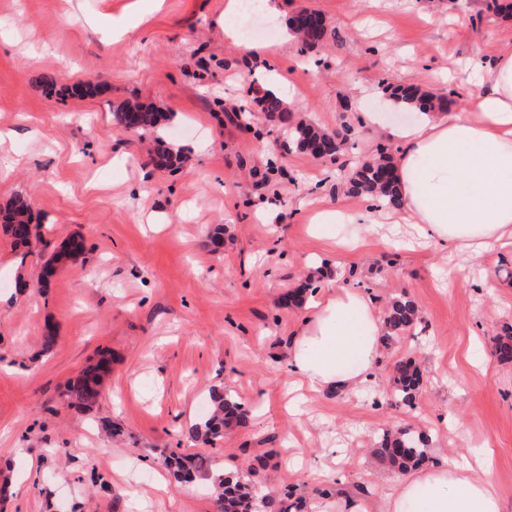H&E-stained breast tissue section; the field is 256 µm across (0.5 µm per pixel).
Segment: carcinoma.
Returning a JSON list of instances; mask_svg holds the SVG:
<instances>
[{"instance_id":"obj_1","label":"carcinoma","mask_w":512,"mask_h":512,"mask_svg":"<svg viewBox=\"0 0 512 512\" xmlns=\"http://www.w3.org/2000/svg\"><path fill=\"white\" fill-rule=\"evenodd\" d=\"M307 10H301L288 20V29L295 34L302 45L313 49L324 45L333 30L328 26L314 27L307 22ZM391 96L409 103L418 112H433L442 106V99L421 87L408 84L391 88ZM258 111L274 116L288 128L292 143L302 152L309 148L323 155L334 157L343 146L346 136L340 131L328 132L312 123L297 121L287 104L276 94L265 91L255 97ZM115 124L128 131L142 134L162 128L170 121L164 112L149 109L138 102L124 101L112 112ZM156 162L161 167H171L179 162L180 155L172 153L158 141L155 150ZM389 159L382 155L377 160H361L356 163L354 175L349 179L350 191L367 199H382L394 207L399 203L395 177L390 172ZM0 226L11 237L14 244L27 247L38 237V225L32 223L31 204L24 196L14 197L0 213ZM418 321L417 306L410 297L401 295L393 298L384 313L386 338L394 340L408 334ZM494 353L503 361H512V336H500L494 341ZM108 371V362L102 358L88 365L82 373L65 385L63 396L69 404L85 411L95 404L100 395L103 376ZM420 384V374L408 362H397L392 367V397L410 402ZM210 409L195 419L186 428L188 437L199 446H213L224 439L227 430L248 423L249 409L239 398L230 392L217 388L209 393ZM428 438L414 434L407 428L397 434L383 438L376 453L387 459L402 471H407L427 458ZM165 464L174 470L177 479L190 481L199 473L211 475V481L218 492V512H289L283 499L271 493L259 494L250 481L213 467L203 456L184 454L175 450L164 455Z\"/></svg>"}]
</instances>
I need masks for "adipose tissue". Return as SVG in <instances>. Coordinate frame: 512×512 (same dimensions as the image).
I'll return each mask as SVG.
<instances>
[{
	"mask_svg": "<svg viewBox=\"0 0 512 512\" xmlns=\"http://www.w3.org/2000/svg\"><path fill=\"white\" fill-rule=\"evenodd\" d=\"M478 92L463 112H428L390 129L401 146L394 175L399 208L387 219L410 224L441 256L481 260L512 246V43L493 61L472 63ZM384 325L355 289L316 305L288 353V373L311 393H359L381 362ZM338 512H511L487 468L447 458L410 471L367 506L338 497Z\"/></svg>",
	"mask_w": 512,
	"mask_h": 512,
	"instance_id": "1",
	"label": "adipose tissue"
}]
</instances>
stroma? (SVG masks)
<instances>
[{
  "label": "stroma",
  "mask_w": 512,
  "mask_h": 512,
  "mask_svg": "<svg viewBox=\"0 0 512 512\" xmlns=\"http://www.w3.org/2000/svg\"><path fill=\"white\" fill-rule=\"evenodd\" d=\"M226 2L0 0V209L26 197L43 236L18 248L0 229V512H217L210 480L169 473L160 452L176 448L294 492L305 510L328 493L374 501L399 473L371 450L403 427L428 435L432 460L488 448L512 503V362L492 353L512 327V253L442 259L409 225H368L366 200L347 189L356 161L396 156L388 129L418 118L389 107L387 84L407 69L449 110L467 108V73L434 78L495 56L512 15L487 0H278L258 59L225 38ZM304 8L335 31L307 52L287 28ZM273 73L299 99L297 118L349 129L335 160L296 150L255 111ZM84 82L93 95L75 94ZM131 99L171 114L162 136L179 168L155 166L153 133L113 123ZM73 236L83 258L38 289L42 249ZM307 283L360 290L379 314L408 293L420 322L383 347L373 395L321 393L298 419L287 360L307 310L287 295ZM104 350L97 404L68 407L65 384ZM400 360L422 376L410 406L388 394ZM215 387L252 417L201 448L184 429Z\"/></svg>",
  "instance_id": "35a3bbf8"
}]
</instances>
